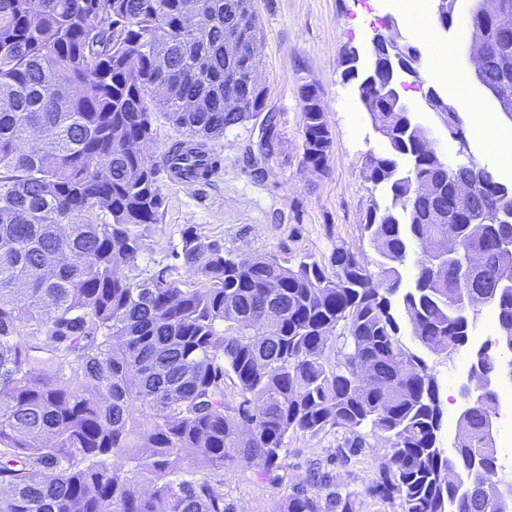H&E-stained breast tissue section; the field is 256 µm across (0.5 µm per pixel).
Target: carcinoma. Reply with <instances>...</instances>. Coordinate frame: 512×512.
<instances>
[{
    "label": "carcinoma",
    "mask_w": 512,
    "mask_h": 512,
    "mask_svg": "<svg viewBox=\"0 0 512 512\" xmlns=\"http://www.w3.org/2000/svg\"><path fill=\"white\" fill-rule=\"evenodd\" d=\"M0 0V512H237L224 471L280 480L290 433L371 426L388 444L368 493L400 512H488L481 484L512 489L507 465L481 435L490 401L458 420L468 435L441 447L436 378L399 342V319L424 349L470 350L482 310L512 327V218L471 221L494 200L512 213V186L473 159L450 164L401 96L405 79L465 140L457 107L420 77L421 54L382 38L372 65L341 58L387 151L364 179L387 197L363 231L383 262L340 246L332 272L315 261H236L189 225L179 263L146 278L124 270L144 251L162 199L148 161L154 124L179 129L163 157L172 177L206 185L209 143L257 117L259 60L224 58V36L257 38V5L194 0ZM455 0L434 8L450 29ZM492 52L512 59V0L475 17ZM303 162L326 168L332 134L319 90L300 88ZM234 96L238 111L224 109ZM276 121L265 115V157ZM430 185L427 195L415 192ZM472 185L473 195L455 193ZM460 232L448 266L420 256L406 288L399 265L415 247ZM471 250L485 265L471 268ZM197 277L181 287L179 269ZM466 288L484 298L464 311ZM512 339L482 349L484 372L512 382ZM192 458L198 470L184 465ZM275 512H363L353 494L319 500L296 489Z\"/></svg>",
    "instance_id": "carcinoma-1"
}]
</instances>
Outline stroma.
<instances>
[{"label":"stroma","instance_id":"35a3bbf8","mask_svg":"<svg viewBox=\"0 0 512 512\" xmlns=\"http://www.w3.org/2000/svg\"><path fill=\"white\" fill-rule=\"evenodd\" d=\"M402 0H258L261 39L258 78L266 85V104L277 117V145L263 173H255L252 151L258 148V129L253 122L225 131L213 149L221 164L206 185H185L170 178L166 170L157 174L163 199L158 223L145 232V251L139 272L150 274L171 264V253L179 247L184 227L195 226L206 240L221 245L226 257L253 260L275 257L291 266L311 258L329 266L339 246L359 249L368 261L378 258L362 231L373 204H384L381 191L363 177L368 155L381 154L386 143L369 113L360 103L354 83L344 81L340 51L347 42L369 48L375 35H393L421 53L426 85L446 92L445 82L434 77L429 59L432 45L446 44L455 52L456 65L467 77L469 102L460 106L459 117L468 137L466 154L430 111L420 93L409 91L405 100L416 122L428 128L435 148L445 160L458 163L470 156L491 167L495 156L489 144L471 137L476 118L491 119L512 133V121L498 111L492 96L475 77L470 57L471 30L467 25L472 0H456V22L450 30L431 24V41L401 8ZM311 83L321 91L332 146L325 170L311 171L303 162L302 101L300 88ZM437 379L439 391L451 406L443 416L439 433L442 447H451L459 430L457 419L463 403L460 387L469 367L467 353L454 357L420 350ZM363 446L348 463L334 461L346 434L328 431L312 437L302 433L288 436L282 452L287 477L280 485L257 482L251 471L224 473V495L237 512H273L293 488L308 489L309 471L322 464L333 476L335 491L351 492L364 501V512H398V505L369 497L366 489L378 471L388 447L371 428L361 431Z\"/></svg>","mask_w":512,"mask_h":512}]
</instances>
